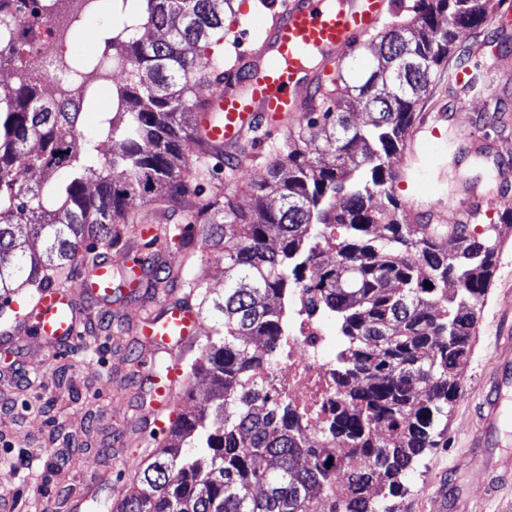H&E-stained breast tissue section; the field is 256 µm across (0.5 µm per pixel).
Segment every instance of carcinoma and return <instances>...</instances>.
<instances>
[{"label":"carcinoma","instance_id":"cac0c4a2","mask_svg":"<svg viewBox=\"0 0 512 512\" xmlns=\"http://www.w3.org/2000/svg\"><path fill=\"white\" fill-rule=\"evenodd\" d=\"M235 2L111 0L127 19L98 31L105 51L65 59L66 70L104 73L110 50L130 76L91 136L77 104L44 100L27 77L0 87V299L8 303L25 288L75 287V267L94 265L97 246L135 234L138 207L165 188L149 245L176 239L186 255L224 250V295L210 299L199 277L189 291L214 318L191 365L193 375L207 372L210 387L195 412L177 417L170 443L141 464L113 512H397L403 480L447 430L512 208L480 233L471 225L486 213L475 207L456 231L434 224L425 236L392 192L399 174L391 159L404 150L435 71L467 61L458 30L484 24L496 4L416 0L410 21L378 36L358 80L340 70L316 87V107L270 151L265 180L244 188L230 164L224 186L199 203L192 196L210 177L212 151L189 146L194 89L224 77L232 57L219 51L205 71L196 58L200 44L228 38L224 17H236ZM9 28L0 18V58L18 55ZM139 28L165 37L145 44L134 36ZM355 102L367 116L357 126L347 118ZM31 140L39 150L27 167L59 172L61 183L25 182L15 161ZM321 140L328 149H313ZM242 190L257 193L255 209L237 205ZM271 195L279 205L265 202ZM181 220L199 229L200 244L174 234L170 225ZM183 283V268L166 266L144 288L178 303ZM294 293L308 317L334 320L344 342L336 401L321 428L336 447L325 454L301 444L288 402L251 379L287 344L284 311ZM195 448L208 454L207 466Z\"/></svg>","mask_w":512,"mask_h":512}]
</instances>
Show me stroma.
Here are the masks:
<instances>
[{"label":"stroma","mask_w":512,"mask_h":512,"mask_svg":"<svg viewBox=\"0 0 512 512\" xmlns=\"http://www.w3.org/2000/svg\"><path fill=\"white\" fill-rule=\"evenodd\" d=\"M458 45L471 50L468 65L480 77V93L464 95L433 74L419 107L437 116L441 136L420 150L446 168L454 162L467 171L512 167V133L486 134L481 121L497 107L512 119V24L463 31ZM461 96L469 109L457 113L453 102ZM154 304L146 293L126 292L109 305H89L86 335L64 354L51 353L31 336L17 342L15 357L27 369V381L0 377V499H11L16 512H68L76 478L106 467L112 480L86 512H112L134 476L126 458L145 461L159 451L163 430L147 433L143 446L122 444L142 403L139 320ZM505 336L512 337V238L498 255L448 429L408 475L402 512H430L429 498L443 483L447 512H504L512 506V476L487 495L469 446L478 428L474 412L483 396V373Z\"/></svg>","instance_id":"1"}]
</instances>
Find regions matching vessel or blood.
I'll return each mask as SVG.
<instances>
[{
    "label": "vessel or blood",
    "mask_w": 512,
    "mask_h": 512,
    "mask_svg": "<svg viewBox=\"0 0 512 512\" xmlns=\"http://www.w3.org/2000/svg\"><path fill=\"white\" fill-rule=\"evenodd\" d=\"M397 11L395 0H281L260 31L264 36L257 61H243L235 78L215 85L206 99L205 118L195 136L212 144L215 152L233 148L250 132L271 134L287 129L307 111L320 63L355 49L366 38L383 33ZM419 157L414 148L402 156L404 173L398 181L404 190L411 223L422 217L416 207L415 181L410 171ZM143 255L131 245L118 255L104 254L86 268L78 288L41 290L31 305L14 316V332L0 336V352L10 353L19 334L34 333L53 350L76 345L85 330L88 300H105L112 292L117 269L138 266ZM200 316L188 304H160L147 313L140 336L169 359L165 377H156L150 357H143L139 382L147 386L150 402L136 416L140 425H161L163 416L177 405L186 384L182 362L194 349ZM512 363V342L500 343L491 369V390L481 404L476 448L488 447L501 420V371ZM101 477L78 479L68 498L71 512H83L88 500L98 495Z\"/></svg>",
    "instance_id": "vessel-or-blood-1"
}]
</instances>
